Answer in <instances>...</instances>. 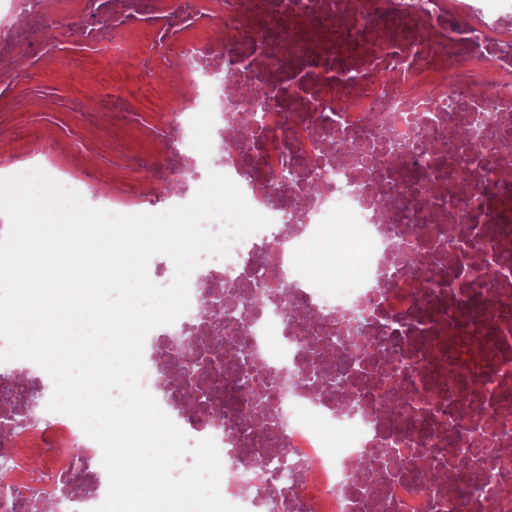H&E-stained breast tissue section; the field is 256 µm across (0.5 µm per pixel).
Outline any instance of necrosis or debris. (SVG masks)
Returning <instances> with one entry per match:
<instances>
[{"mask_svg":"<svg viewBox=\"0 0 512 512\" xmlns=\"http://www.w3.org/2000/svg\"><path fill=\"white\" fill-rule=\"evenodd\" d=\"M154 5L113 0L112 27L156 22L159 58L181 45L190 92L156 135L174 150L207 141L208 170L271 223L191 273L187 311L144 342L141 386L215 442L221 496L242 512H512V0ZM38 13L0 0V28L50 60L19 22ZM212 71L224 87L200 99ZM452 96L488 129L461 136ZM35 167L97 208L119 201L55 151ZM356 244L358 272L331 283ZM186 342L209 362L189 381ZM33 413L0 436V508L33 492L65 512L78 473L93 512L108 492L100 445L65 414Z\"/></svg>","mask_w":512,"mask_h":512,"instance_id":"necrosis-or-debris-1","label":"necrosis or debris"}]
</instances>
